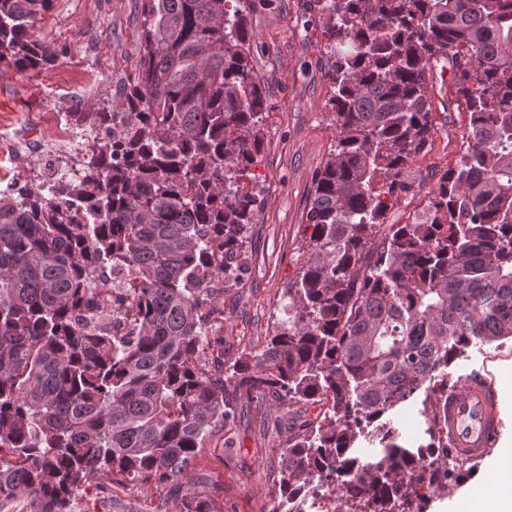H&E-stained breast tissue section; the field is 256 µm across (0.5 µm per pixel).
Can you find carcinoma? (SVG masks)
<instances>
[{
  "label": "carcinoma",
  "instance_id": "obj_1",
  "mask_svg": "<svg viewBox=\"0 0 512 512\" xmlns=\"http://www.w3.org/2000/svg\"><path fill=\"white\" fill-rule=\"evenodd\" d=\"M241 0H142L121 137L88 165L0 193V512H74L120 474L190 489L236 402L296 416L279 494L307 496L342 456L355 495L419 486L387 413L471 346L512 337V0H318L336 146L314 177L286 318L232 364L202 353L248 258L262 189L264 81ZM53 0H0V65L53 64ZM469 113L463 150L408 224L385 223L432 140L437 69ZM113 112H73L100 128ZM319 407L315 419L306 408ZM374 425L375 454L353 448Z\"/></svg>",
  "mask_w": 512,
  "mask_h": 512
}]
</instances>
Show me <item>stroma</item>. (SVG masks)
Returning a JSON list of instances; mask_svg holds the SVG:
<instances>
[{"label":"stroma","instance_id":"stroma-1","mask_svg":"<svg viewBox=\"0 0 512 512\" xmlns=\"http://www.w3.org/2000/svg\"><path fill=\"white\" fill-rule=\"evenodd\" d=\"M253 65L265 78V135L261 162L254 172L263 205L252 226L249 269L224 295V318L209 332L208 353L233 359L263 343L283 316V293L299 269L297 259L314 177L336 144V127L327 103L333 94L328 76L329 37L314 0H251ZM36 29L57 48L56 62L23 74L0 73V187L20 168L39 179L55 171L44 156L14 151L18 138L59 146L68 128L67 112H90L106 100L112 76L131 77L141 50V0H53ZM437 132L431 146L406 172V191L396 195L387 215L407 223L421 211L438 178L462 151L468 114L458 106L451 80L437 83L432 96ZM479 371L499 394L501 428L495 453L512 459V338L475 346L450 367L451 379ZM287 411L267 404L243 405L236 423L214 428L198 452L194 475L219 512H255L275 496L278 453L287 447ZM477 480L478 494L494 489L496 478L485 462L448 474V487L413 499L414 512H437L465 481ZM167 493L150 482L127 477L92 481L77 494V512H112L113 505L152 512Z\"/></svg>","mask_w":512,"mask_h":512}]
</instances>
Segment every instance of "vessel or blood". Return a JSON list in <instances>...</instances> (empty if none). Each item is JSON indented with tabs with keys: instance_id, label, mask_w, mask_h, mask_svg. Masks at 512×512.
<instances>
[{
	"instance_id": "b4317fda",
	"label": "vessel or blood",
	"mask_w": 512,
	"mask_h": 512,
	"mask_svg": "<svg viewBox=\"0 0 512 512\" xmlns=\"http://www.w3.org/2000/svg\"><path fill=\"white\" fill-rule=\"evenodd\" d=\"M438 413L456 457L478 461L495 446L500 433L498 397L485 379L461 377L439 400Z\"/></svg>"
}]
</instances>
